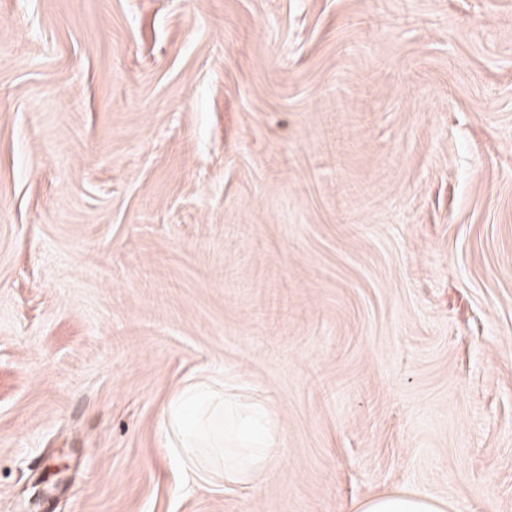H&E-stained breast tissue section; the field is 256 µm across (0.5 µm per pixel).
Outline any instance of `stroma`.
<instances>
[{"label": "stroma", "mask_w": 512, "mask_h": 512, "mask_svg": "<svg viewBox=\"0 0 512 512\" xmlns=\"http://www.w3.org/2000/svg\"><path fill=\"white\" fill-rule=\"evenodd\" d=\"M394 493L512 512V0H0V512ZM198 414L201 424L209 418H223L226 414L233 417L239 425L244 452L226 453L224 448V478L239 484L252 483L262 467L269 464L275 453V432L278 418L268 407H255L242 412L233 405H224L213 397L212 389L205 383H194L183 387L163 408L167 425L179 432L178 447H173L179 456L186 454L191 466V448H198L194 437L186 430V421ZM186 448V449H185ZM186 450V451H185Z\"/></svg>", "instance_id": "obj_1"}]
</instances>
